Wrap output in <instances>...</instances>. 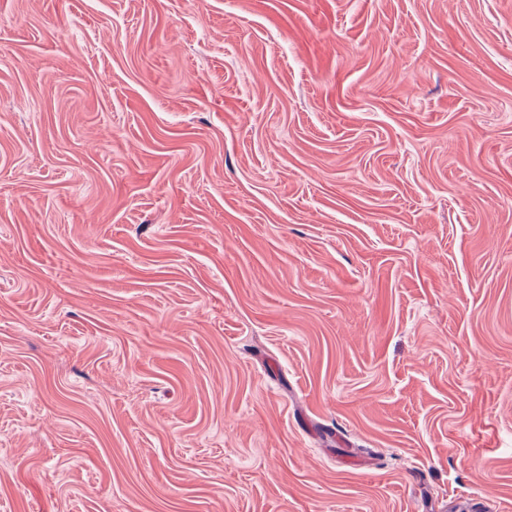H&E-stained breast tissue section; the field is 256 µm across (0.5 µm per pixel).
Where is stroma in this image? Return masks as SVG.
<instances>
[{
  "label": "stroma",
  "instance_id": "35a3bbf8",
  "mask_svg": "<svg viewBox=\"0 0 512 512\" xmlns=\"http://www.w3.org/2000/svg\"><path fill=\"white\" fill-rule=\"evenodd\" d=\"M0 512H512V0H0Z\"/></svg>",
  "mask_w": 512,
  "mask_h": 512
}]
</instances>
